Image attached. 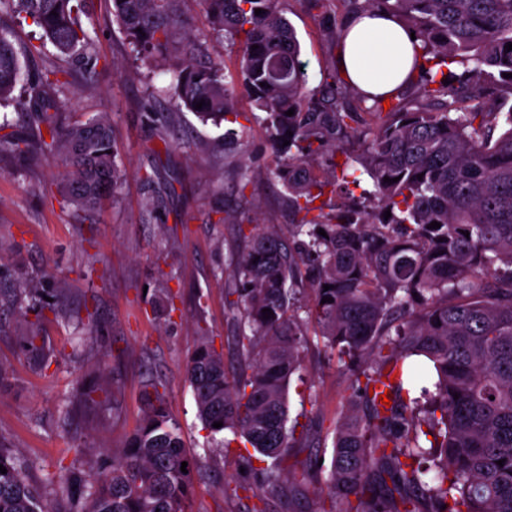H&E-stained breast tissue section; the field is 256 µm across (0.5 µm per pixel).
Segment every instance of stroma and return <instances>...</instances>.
I'll return each mask as SVG.
<instances>
[{
    "mask_svg": "<svg viewBox=\"0 0 512 512\" xmlns=\"http://www.w3.org/2000/svg\"><path fill=\"white\" fill-rule=\"evenodd\" d=\"M282 13L294 27L307 66L306 92L321 95L336 66V41L314 21L304 0H283ZM181 13L202 54L237 70V54L213 36L199 0H183ZM90 37L84 66L71 69L60 93L61 120L70 124L108 115L125 176L114 202L95 213L63 205L64 156L38 159L0 155V288H24L39 277L35 297L23 309L0 307V446L15 453L27 480L54 500L49 473L67 468L95 477L111 463L139 425L142 385L148 370L165 382L167 406L179 424L190 456L206 462L194 477L188 512H288L291 477L279 494L260 500L259 471L235 456L212 455L196 417L184 366L201 340L236 365L237 328L226 301L233 287V255L242 249L239 225L287 230L293 216L282 185L266 175L274 167L268 134L254 115L257 107L238 90L237 141L224 138L225 125L176 110L169 87L181 55L172 51L151 64L134 61L127 39L112 16L111 0H84L80 15ZM21 76L15 102L0 106V123L22 135L35 128L19 105L42 71L65 66L52 46L30 56L40 30L15 24ZM173 115L181 142L160 146L158 118ZM253 180L239 189V165ZM174 297V311H153L160 288ZM66 291V315L40 322L54 352L49 365L30 356L24 338L34 308ZM300 378L289 387V415L309 414L318 426L315 446L303 456L328 473L334 429L352 391L336 362L328 360L318 336L302 353ZM95 389V401L79 393Z\"/></svg>",
    "mask_w": 512,
    "mask_h": 512,
    "instance_id": "35a3bbf8",
    "label": "stroma"
}]
</instances>
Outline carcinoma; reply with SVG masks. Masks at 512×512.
Segmentation results:
<instances>
[{"label":"carcinoma","mask_w":512,"mask_h":512,"mask_svg":"<svg viewBox=\"0 0 512 512\" xmlns=\"http://www.w3.org/2000/svg\"><path fill=\"white\" fill-rule=\"evenodd\" d=\"M179 2L112 0L136 59L169 51L183 24ZM200 2L210 31L238 46V79L266 113L278 157L268 175L296 218L286 237L253 225L234 258L236 286L226 296L239 330L235 376L207 341L187 359L203 429L223 453L251 447L273 459L261 471L264 496L285 469L300 471L302 484L317 480L312 462L292 452L310 447L312 422L289 421L288 397L312 327L355 398L336 426L324 487L292 512H512V78L503 77L512 73V0H343L349 15L393 13L421 41L416 98L387 112L374 99L372 125L348 110V96L366 97L341 79L320 98L305 95L300 43L280 0ZM307 3L338 36L331 0ZM3 12L31 19L68 58L89 44L73 0H0ZM14 40L0 20V102L13 99L20 78ZM453 65L463 68L458 87L444 83ZM61 74L38 75L22 102L36 132L0 135V153L64 154L63 197L95 212L122 181L112 125L103 117L61 125L59 102L47 96L66 85ZM235 90L223 60L183 50L171 86L177 108L233 124ZM464 100L477 105L465 109ZM338 152L343 164L320 168V158ZM363 175L372 189L356 198L349 185ZM336 186L344 202L327 213L314 205ZM433 221L440 227L428 228ZM304 285L309 304L298 298ZM421 366L431 385L423 403L410 389ZM163 388L157 378L146 382L141 422L105 475L47 477L61 492L53 502L0 448V512H185L200 464L184 451Z\"/></svg>","instance_id":"1"}]
</instances>
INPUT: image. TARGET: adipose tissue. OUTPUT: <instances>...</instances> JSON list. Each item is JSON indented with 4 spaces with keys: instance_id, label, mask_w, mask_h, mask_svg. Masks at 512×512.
Masks as SVG:
<instances>
[{
    "instance_id": "1",
    "label": "adipose tissue",
    "mask_w": 512,
    "mask_h": 512,
    "mask_svg": "<svg viewBox=\"0 0 512 512\" xmlns=\"http://www.w3.org/2000/svg\"><path fill=\"white\" fill-rule=\"evenodd\" d=\"M419 40L396 17L370 10L351 16L337 43V67L346 83L367 97L393 96L415 81Z\"/></svg>"
}]
</instances>
